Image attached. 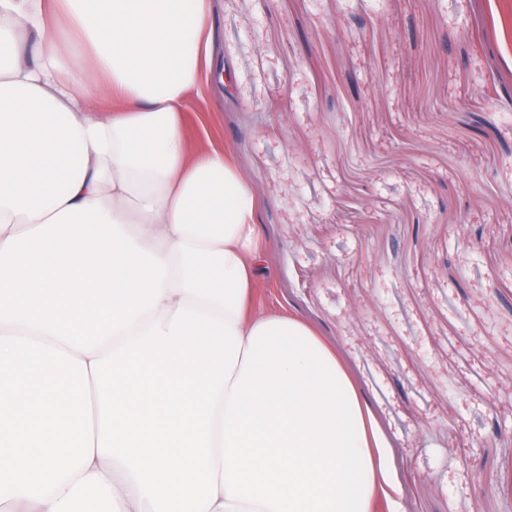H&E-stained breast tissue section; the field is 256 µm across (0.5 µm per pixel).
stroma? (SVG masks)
<instances>
[{"mask_svg": "<svg viewBox=\"0 0 512 512\" xmlns=\"http://www.w3.org/2000/svg\"><path fill=\"white\" fill-rule=\"evenodd\" d=\"M196 147L232 146L268 275L383 437L399 512H512V0H210ZM490 126L475 138L470 111Z\"/></svg>", "mask_w": 512, "mask_h": 512, "instance_id": "35a3bbf8", "label": "stroma"}]
</instances>
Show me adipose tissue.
I'll list each match as a JSON object with an SVG mask.
<instances>
[{"label": "adipose tissue", "instance_id": "adipose-tissue-1", "mask_svg": "<svg viewBox=\"0 0 512 512\" xmlns=\"http://www.w3.org/2000/svg\"><path fill=\"white\" fill-rule=\"evenodd\" d=\"M212 40L208 0H0V512H75L90 492L86 512L393 499L334 351L253 308L259 232L232 150L188 144ZM58 40L61 48L69 54V63L85 83H92L97 76L96 65L93 58L87 54H80L74 50L75 38L61 27L51 30Z\"/></svg>", "mask_w": 512, "mask_h": 512}]
</instances>
